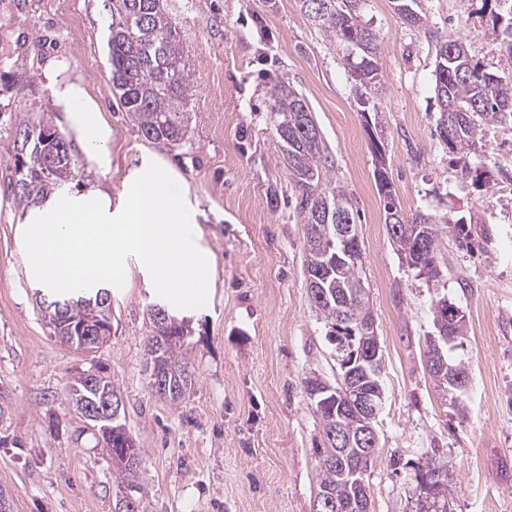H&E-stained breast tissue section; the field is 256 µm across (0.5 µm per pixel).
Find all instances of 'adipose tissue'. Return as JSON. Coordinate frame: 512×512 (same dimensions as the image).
<instances>
[{"label": "adipose tissue", "instance_id": "ef3b65f1", "mask_svg": "<svg viewBox=\"0 0 512 512\" xmlns=\"http://www.w3.org/2000/svg\"><path fill=\"white\" fill-rule=\"evenodd\" d=\"M45 77L67 131L105 165L112 130L84 80L57 61L46 65ZM20 235L28 274L42 287L72 292L119 285L134 264L177 307L197 306L211 290L213 262L201 244L196 207L181 175L158 158L131 170L115 199L95 187L58 189L27 210Z\"/></svg>", "mask_w": 512, "mask_h": 512}]
</instances>
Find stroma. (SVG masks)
<instances>
[{"instance_id": "35a3bbf8", "label": "stroma", "mask_w": 512, "mask_h": 512, "mask_svg": "<svg viewBox=\"0 0 512 512\" xmlns=\"http://www.w3.org/2000/svg\"><path fill=\"white\" fill-rule=\"evenodd\" d=\"M444 31L491 62L485 26L459 0H422ZM193 81L190 132L170 149L149 143L115 97L100 0H0V491L10 512H114L113 463L94 422L68 400L74 377L101 369L120 393L126 429L144 458L149 512H315L321 423L306 377H339L340 353L312 308L296 195L279 162L271 95L279 80L302 92L336 158L364 254V281L384 360L370 512H417L418 463L448 469L450 512H512V123L485 128L462 174L439 141L434 55L392 0H367L380 43L388 174L405 215L463 219L471 249L442 227L438 282L408 268L384 223L366 118L339 57L298 0H168ZM54 59L82 76L112 129L97 172L80 143L71 189L95 182L119 195L126 172L152 154L169 159L197 203L214 258L208 299L183 310L193 329L194 385L178 401L155 395L144 346L153 304L165 298L138 268L111 289L112 338L87 353L61 343L43 318L18 234L13 190L24 125L63 128L44 69ZM445 295L466 331L454 353L469 376L465 411L445 401L427 366L431 301Z\"/></svg>"}]
</instances>
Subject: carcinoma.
Here are the masks:
<instances>
[{
  "instance_id": "1",
  "label": "carcinoma",
  "mask_w": 512,
  "mask_h": 512,
  "mask_svg": "<svg viewBox=\"0 0 512 512\" xmlns=\"http://www.w3.org/2000/svg\"><path fill=\"white\" fill-rule=\"evenodd\" d=\"M300 9L315 26L329 48L342 55L345 69L354 81L356 96L367 107L384 93L379 69L377 33L365 20L363 5L366 0H298ZM467 17L476 16L492 30L499 56L505 64L492 66L475 57L462 38L448 34L432 25L422 11L421 0H393L394 9L406 23L423 34L434 54L435 98L439 107L436 135L448 149L466 160L481 133V126L490 123L512 122V0H463ZM107 20V44L110 52V81L115 95L141 136L148 142L163 147L181 144L188 135L191 101L190 78L184 63V49L176 23L169 12L167 0H102ZM273 112L276 116L275 139L280 163L286 170L288 183L298 193V210L303 224L305 256L311 253L334 252L338 244L336 225L356 224L350 197L336 178V160L328 150L314 114L304 95L288 82H280L273 93ZM55 155L51 174L45 177L42 169L27 161L16 167L17 194L23 202L33 203L54 189L73 179L75 160L71 141L63 133L44 147ZM374 178L386 225L407 224L408 232L392 233L390 237L397 251L409 267L418 270L429 280L436 281L437 248L440 224H448L447 217L417 214L404 215L396 199L393 182L386 170L374 169ZM433 244L423 253L418 248L419 238ZM364 259L343 263L339 272L325 284L328 295L308 294L311 305L325 322L336 349L342 351L340 365L344 366L359 356L362 341L360 315L370 312L366 301L363 278ZM341 281L345 290L342 299H336V285ZM110 300L106 288L95 294H77L63 300L42 302L44 318L54 328L55 335L66 336L59 328V311L65 320L79 325L93 312H102L101 303ZM459 308L445 299L434 301L436 332L448 330ZM174 314L162 321H153L154 336L147 344L146 366L150 371V385L161 398L177 401L184 391L173 389L184 386L191 390L194 378L187 360L190 342L167 344L161 336L179 334L171 321ZM457 337L448 336L441 344L445 364H436L432 349L426 351V365L437 386L451 394V402L463 405L468 376L461 364L454 363L453 352L458 348ZM336 403L318 408V399H310L323 428V447L318 449V493L328 492L340 500L354 496L349 456L362 450L356 446L342 455L332 435L340 428L349 431L360 411L347 404L346 370L334 386ZM72 405L78 412L102 402L105 394L120 400L110 380L102 385L88 383L81 373L70 385ZM143 458L138 456L124 465L116 466L118 480L115 489V512H146L141 486L138 482ZM446 475L435 459L428 458L417 466V487L434 484L435 472Z\"/></svg>"
}]
</instances>
